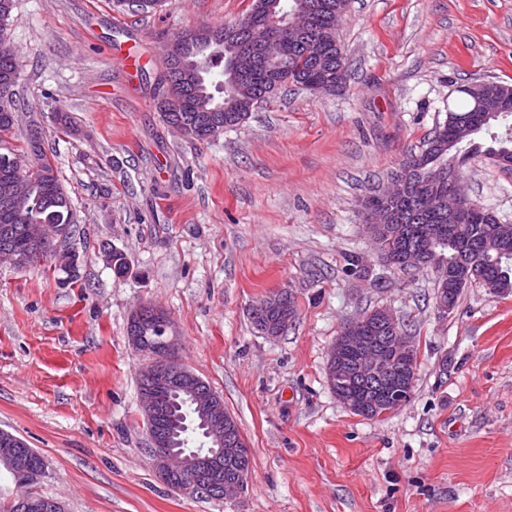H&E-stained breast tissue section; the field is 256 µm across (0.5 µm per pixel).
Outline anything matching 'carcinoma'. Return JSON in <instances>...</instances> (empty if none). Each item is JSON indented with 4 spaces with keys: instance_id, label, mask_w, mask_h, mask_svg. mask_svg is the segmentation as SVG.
Masks as SVG:
<instances>
[{
    "instance_id": "1",
    "label": "carcinoma",
    "mask_w": 512,
    "mask_h": 512,
    "mask_svg": "<svg viewBox=\"0 0 512 512\" xmlns=\"http://www.w3.org/2000/svg\"><path fill=\"white\" fill-rule=\"evenodd\" d=\"M275 10L283 17L295 11L308 10L322 2L328 6L339 5L345 9L348 0H271ZM15 0H0V245L9 244L30 255L31 263L48 261L53 253L50 239L36 237L39 226L60 225L67 227V234L74 232L71 200L61 184L58 171L45 151L38 131L30 129L23 139L15 138L14 129L19 123V113L27 104L17 96L14 88L17 78L13 67L15 47L9 38V26L13 22ZM276 28L286 44V51L278 61L259 60L260 73L269 75L264 88L266 95L255 96L238 89L225 69L224 59L233 55L235 48L224 45V52L207 44L209 36L224 32V25L206 27L179 34L178 56L165 61V70L159 84L165 88L160 102L163 121L172 126L181 125L186 136L205 141L199 124L209 116H219L224 127L235 128L250 117L256 103L267 101L283 85L291 82L301 85L317 77L309 65V59L319 52L338 54L344 50L337 36L336 24L327 23V12L315 17L314 27L307 38L297 35L286 22L280 20ZM493 108L499 110L498 119L512 116V90L496 81L486 87ZM492 123L485 121L484 113L473 109L470 98L458 110L448 112L446 121L438 126L428 138L425 148L419 153H408L399 169L405 171L413 188L395 210L394 229L409 232L411 240L431 248L441 257L437 269L436 297H441L450 309H455L462 293L458 288H448V278L453 273L458 255L477 243L486 248L482 285L494 294L512 291V224H504L488 214V208L478 205L469 213L465 227L460 232L446 230L448 218L433 211L420 212L417 200L420 190L415 185L433 179V169L452 166L456 175H461L469 156L482 153L492 157L491 150L512 153V139L499 138L490 133ZM490 135L491 145L477 141L481 133ZM32 155L29 174L25 176L26 195L20 196L17 182L6 175L11 159L25 152ZM254 328L282 324L279 309L271 301L249 313ZM386 353L389 375L402 378L408 371L407 364L387 343L379 345ZM333 393H342L353 399L366 397L370 390L368 378H340L330 385ZM174 418V447L188 452L204 448L202 438L206 428L194 409V397L190 393L176 394L167 404ZM15 496L0 501V512H23L22 497L32 494L31 487L12 477Z\"/></svg>"
}]
</instances>
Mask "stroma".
Wrapping results in <instances>:
<instances>
[{
  "mask_svg": "<svg viewBox=\"0 0 512 512\" xmlns=\"http://www.w3.org/2000/svg\"><path fill=\"white\" fill-rule=\"evenodd\" d=\"M249 5L16 0L32 106L19 130L41 132L58 168L78 262L0 266V429L43 456L35 490L66 512H512V293L470 285L443 319L435 270H344L370 249L363 197L463 103L461 86L512 84V0H349L343 91L288 85L243 125L188 139L159 111L165 41ZM463 179L512 224V169L478 156ZM281 290L298 314L272 339L249 312ZM143 304L168 313L182 363L251 449L235 499L189 498L153 470L127 335ZM380 306L413 325L419 353L412 400L375 420L336 398L326 367L341 326Z\"/></svg>",
  "mask_w": 512,
  "mask_h": 512,
  "instance_id": "stroma-1",
  "label": "stroma"
}]
</instances>
